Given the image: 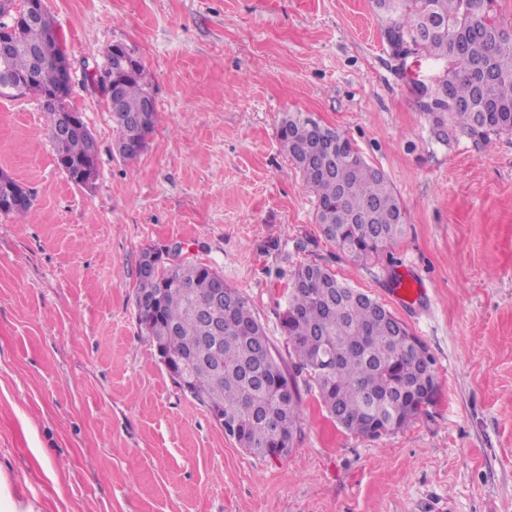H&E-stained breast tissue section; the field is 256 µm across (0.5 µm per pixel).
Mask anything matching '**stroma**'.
Returning <instances> with one entry per match:
<instances>
[{
  "label": "stroma",
  "mask_w": 512,
  "mask_h": 512,
  "mask_svg": "<svg viewBox=\"0 0 512 512\" xmlns=\"http://www.w3.org/2000/svg\"><path fill=\"white\" fill-rule=\"evenodd\" d=\"M98 141L92 187L55 161L36 98H0V170L26 217L0 215V483L20 512H512V134L437 141L372 0H46ZM121 43L156 100L144 153H113L90 80ZM345 137L390 180L403 235L357 263L328 243L282 149L285 114ZM179 245L248 299L289 363L288 279L316 262L426 345L438 392L403 430L336 425L301 389L287 456H254L170 378L134 306L143 249ZM409 271L427 289L392 294Z\"/></svg>",
  "instance_id": "obj_1"
}]
</instances>
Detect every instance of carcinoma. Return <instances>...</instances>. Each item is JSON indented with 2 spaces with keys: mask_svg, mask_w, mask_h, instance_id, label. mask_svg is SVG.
<instances>
[{
  "mask_svg": "<svg viewBox=\"0 0 512 512\" xmlns=\"http://www.w3.org/2000/svg\"><path fill=\"white\" fill-rule=\"evenodd\" d=\"M384 36L403 59L443 60V74L430 92L452 83V100L425 112L433 135L446 142L460 132L490 141L512 133V23L494 13V0H373ZM15 75L37 69L26 94L39 99L59 82L56 47L42 45L39 59L27 51L7 61ZM124 113L112 119L116 140L139 143L153 131L127 119L150 94L139 60L121 73ZM59 167L74 183L89 160L86 124L59 136L48 124ZM279 142L303 172L318 199L324 237L359 262L378 257L403 233L405 212L385 174L369 164L351 141L333 129L322 134L315 120L285 116ZM141 253L135 308L141 331L154 350L172 358L204 357L191 370L192 394L201 405L224 406V424L247 452L278 459L300 429L296 377L306 376L328 415L345 430L364 436L399 431L434 401L437 380L421 340L406 344V324L368 294L341 282L328 268L307 262L292 274L288 302L279 315L292 366L274 356L271 340L248 300L224 285L229 300L220 314L224 332L214 335L197 310L208 307L207 288L219 274L189 259L176 266L149 263ZM333 356L332 364L321 352Z\"/></svg>",
  "mask_w": 512,
  "mask_h": 512,
  "instance_id": "cac0c4a2",
  "label": "carcinoma"
}]
</instances>
